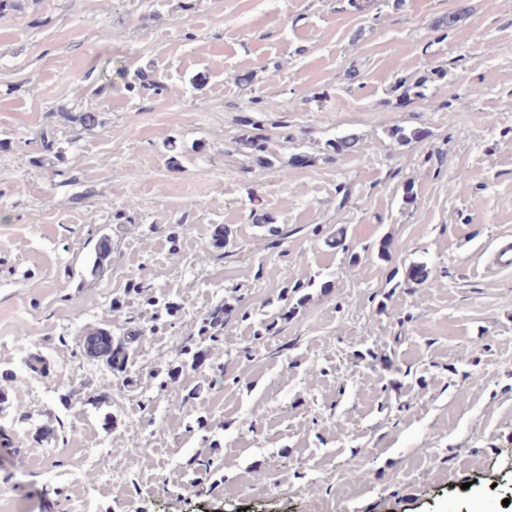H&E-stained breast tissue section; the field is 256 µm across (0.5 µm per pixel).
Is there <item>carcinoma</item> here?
<instances>
[{
    "label": "carcinoma",
    "mask_w": 512,
    "mask_h": 512,
    "mask_svg": "<svg viewBox=\"0 0 512 512\" xmlns=\"http://www.w3.org/2000/svg\"><path fill=\"white\" fill-rule=\"evenodd\" d=\"M126 91L130 94L140 96L150 93L154 96H161L167 92V86L160 79L149 77L143 72L137 73L134 78L125 85ZM56 115L63 121L78 125L83 129L93 128L101 124L100 113L98 112H72L61 108ZM251 129L243 131L236 141L238 150L255 158L263 167L273 166V155L267 151V142L253 130L259 124L253 120H246ZM356 146V138L352 135H344L326 143L335 154H343L351 151ZM112 263V242L102 236L98 238L93 247L92 267L102 272ZM147 305L152 307L149 319L132 327L122 337L114 340L108 333L102 330H95L87 334L83 342L84 352L92 357L103 358L118 373L124 372L126 363L136 349L140 339L159 326H169L166 317L174 315V307L167 302H162L153 297L146 300ZM235 308L226 300L217 303L202 320L198 331L199 339H186L183 346L184 354L190 356L191 365L195 366L202 362L203 356L201 344L217 339V335L224 330V323L233 316Z\"/></svg>",
    "instance_id": "obj_1"
}]
</instances>
